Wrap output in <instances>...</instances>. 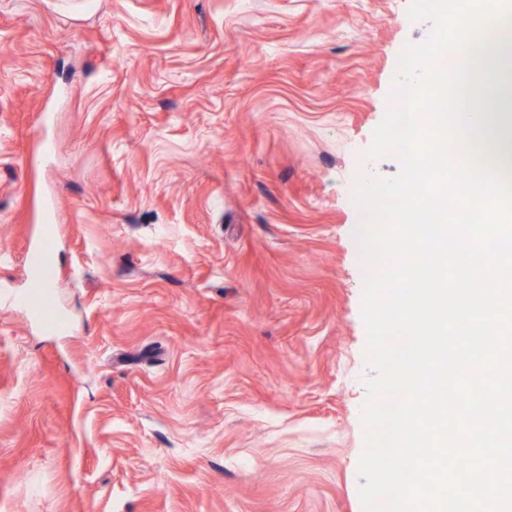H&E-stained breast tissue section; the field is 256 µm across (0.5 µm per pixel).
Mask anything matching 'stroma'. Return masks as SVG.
Listing matches in <instances>:
<instances>
[{"instance_id": "35a3bbf8", "label": "stroma", "mask_w": 512, "mask_h": 512, "mask_svg": "<svg viewBox=\"0 0 512 512\" xmlns=\"http://www.w3.org/2000/svg\"><path fill=\"white\" fill-rule=\"evenodd\" d=\"M412 0H0V512H363L349 236Z\"/></svg>"}]
</instances>
